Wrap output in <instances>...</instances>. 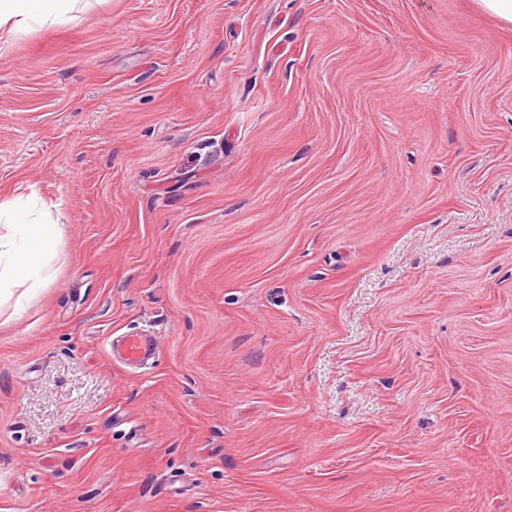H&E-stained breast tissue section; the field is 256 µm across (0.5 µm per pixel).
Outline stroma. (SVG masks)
Returning a JSON list of instances; mask_svg holds the SVG:
<instances>
[{
	"mask_svg": "<svg viewBox=\"0 0 512 512\" xmlns=\"http://www.w3.org/2000/svg\"><path fill=\"white\" fill-rule=\"evenodd\" d=\"M78 9L0 39V200L65 226L0 318V512H512V25ZM112 354L116 353L128 365L141 364L151 359L155 353L153 341L143 334H125L112 339Z\"/></svg>",
	"mask_w": 512,
	"mask_h": 512,
	"instance_id": "obj_1",
	"label": "stroma"
}]
</instances>
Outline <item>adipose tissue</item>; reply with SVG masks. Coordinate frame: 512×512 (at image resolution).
<instances>
[{"label":"adipose tissue","instance_id":"adipose-tissue-1","mask_svg":"<svg viewBox=\"0 0 512 512\" xmlns=\"http://www.w3.org/2000/svg\"><path fill=\"white\" fill-rule=\"evenodd\" d=\"M78 0H0V34L37 27L65 25L75 19ZM0 305L8 304L20 317L48 287L63 235L50 215H33L15 200L0 202Z\"/></svg>","mask_w":512,"mask_h":512}]
</instances>
